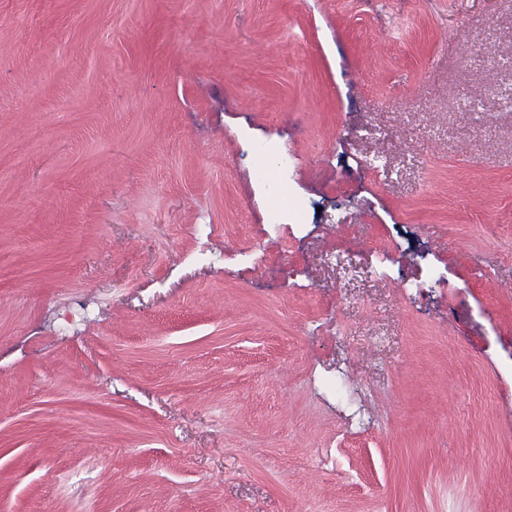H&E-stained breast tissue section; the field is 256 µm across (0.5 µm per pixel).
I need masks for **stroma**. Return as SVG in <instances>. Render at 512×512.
<instances>
[{"label": "stroma", "instance_id": "obj_1", "mask_svg": "<svg viewBox=\"0 0 512 512\" xmlns=\"http://www.w3.org/2000/svg\"><path fill=\"white\" fill-rule=\"evenodd\" d=\"M384 6L0 0V512H512V0ZM252 175L263 188L267 201V234L290 235L302 226L305 209L301 200L285 187L286 172L294 157L280 143L271 139L254 142ZM384 255L376 260H370L365 265L353 264L349 250L340 244H331L325 251V259L336 266L343 267L349 274H367L374 278L385 277L383 265ZM440 287H444L441 278L431 274L424 279H408L402 284L401 288L406 295L425 298L433 289ZM325 387L333 393L336 398L343 404L349 405L356 399L357 397L362 399V396H365V392L363 389H358V387L352 389L345 382V378L340 375H336V377L332 380L325 382Z\"/></svg>", "mask_w": 512, "mask_h": 512}]
</instances>
